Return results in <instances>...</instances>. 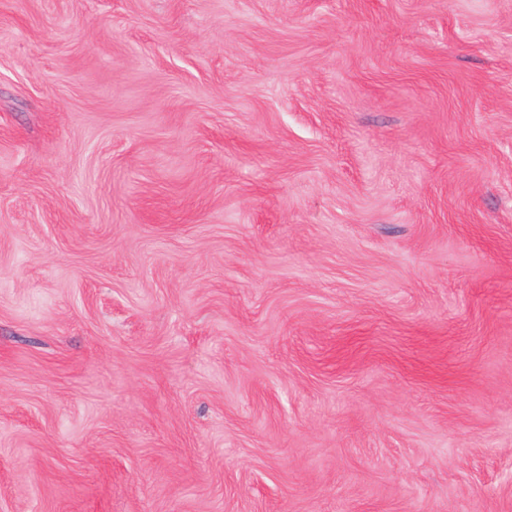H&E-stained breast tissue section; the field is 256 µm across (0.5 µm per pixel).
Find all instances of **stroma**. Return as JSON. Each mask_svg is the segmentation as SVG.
Returning a JSON list of instances; mask_svg holds the SVG:
<instances>
[{"mask_svg": "<svg viewBox=\"0 0 512 512\" xmlns=\"http://www.w3.org/2000/svg\"><path fill=\"white\" fill-rule=\"evenodd\" d=\"M0 512H512V0H0Z\"/></svg>", "mask_w": 512, "mask_h": 512, "instance_id": "stroma-1", "label": "stroma"}]
</instances>
